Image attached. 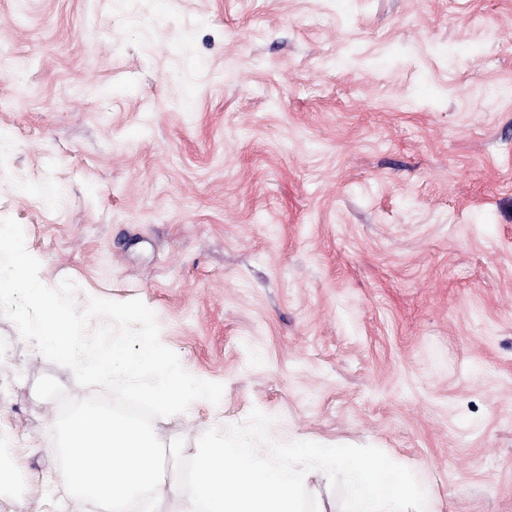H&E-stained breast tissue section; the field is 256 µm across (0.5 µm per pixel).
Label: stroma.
I'll return each instance as SVG.
<instances>
[{
	"label": "stroma",
	"mask_w": 512,
	"mask_h": 512,
	"mask_svg": "<svg viewBox=\"0 0 512 512\" xmlns=\"http://www.w3.org/2000/svg\"><path fill=\"white\" fill-rule=\"evenodd\" d=\"M0 217L223 385L185 456L257 409L512 512V0H0ZM44 375L0 315V512H101Z\"/></svg>",
	"instance_id": "35a3bbf8"
}]
</instances>
